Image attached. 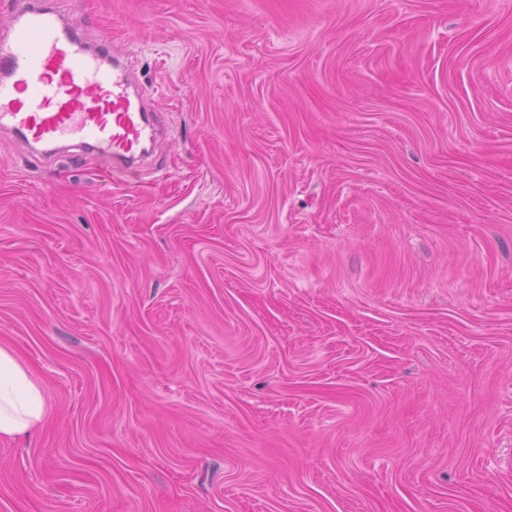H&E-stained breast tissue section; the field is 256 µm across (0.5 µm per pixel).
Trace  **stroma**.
<instances>
[{
	"label": "stroma",
	"instance_id": "stroma-1",
	"mask_svg": "<svg viewBox=\"0 0 512 512\" xmlns=\"http://www.w3.org/2000/svg\"><path fill=\"white\" fill-rule=\"evenodd\" d=\"M163 128L0 130V512H512V0H54ZM44 414L40 387L13 353L0 346V437L27 432L42 421Z\"/></svg>",
	"mask_w": 512,
	"mask_h": 512
}]
</instances>
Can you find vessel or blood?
I'll return each instance as SVG.
<instances>
[{"instance_id":"1","label":"vessel or blood","mask_w":512,"mask_h":512,"mask_svg":"<svg viewBox=\"0 0 512 512\" xmlns=\"http://www.w3.org/2000/svg\"><path fill=\"white\" fill-rule=\"evenodd\" d=\"M111 40L90 46L52 10L15 8L0 36V128L45 146L69 139L124 173L157 129Z\"/></svg>"}]
</instances>
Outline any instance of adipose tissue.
I'll list each match as a JSON object with an SVG mask.
<instances>
[{
    "label": "adipose tissue",
    "mask_w": 512,
    "mask_h": 512,
    "mask_svg": "<svg viewBox=\"0 0 512 512\" xmlns=\"http://www.w3.org/2000/svg\"><path fill=\"white\" fill-rule=\"evenodd\" d=\"M44 414L40 387L13 353L0 346V437L27 432L42 421Z\"/></svg>",
    "instance_id": "adipose-tissue-1"
}]
</instances>
